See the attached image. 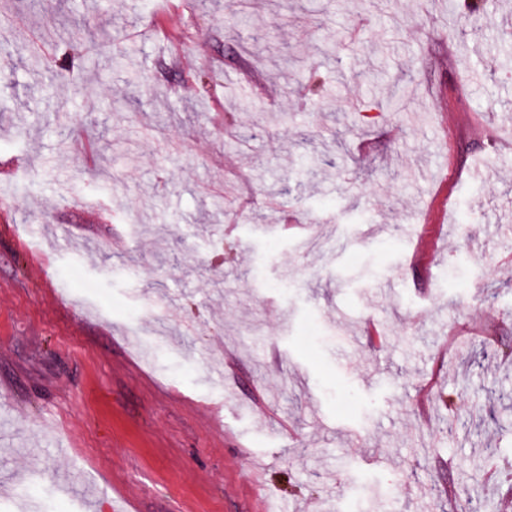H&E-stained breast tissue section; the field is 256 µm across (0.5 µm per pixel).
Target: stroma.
Returning <instances> with one entry per match:
<instances>
[{
    "instance_id": "1",
    "label": "stroma",
    "mask_w": 512,
    "mask_h": 512,
    "mask_svg": "<svg viewBox=\"0 0 512 512\" xmlns=\"http://www.w3.org/2000/svg\"><path fill=\"white\" fill-rule=\"evenodd\" d=\"M7 8L0 512H512V0Z\"/></svg>"
}]
</instances>
